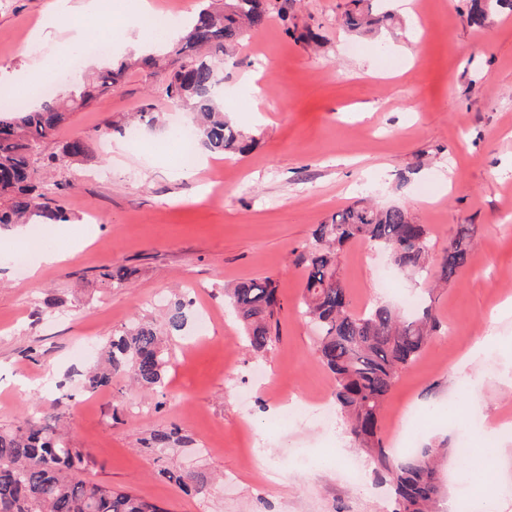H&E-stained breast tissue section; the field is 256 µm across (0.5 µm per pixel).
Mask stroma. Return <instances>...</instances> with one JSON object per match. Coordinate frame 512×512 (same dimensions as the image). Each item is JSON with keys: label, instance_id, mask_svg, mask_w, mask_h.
Segmentation results:
<instances>
[{"label": "stroma", "instance_id": "1", "mask_svg": "<svg viewBox=\"0 0 512 512\" xmlns=\"http://www.w3.org/2000/svg\"><path fill=\"white\" fill-rule=\"evenodd\" d=\"M54 2L0 0V65L24 74L65 41L62 30L29 39ZM349 4L297 0L288 21L272 20L225 63L224 109L254 140L246 156L202 149V167L189 170L174 151H158L165 129L192 115L167 100L164 75L138 69L46 144L57 152L79 136L87 150L46 173L65 184L72 222L45 243L65 250L88 229L94 240L36 271L14 261L27 240L0 244V427L68 393L64 421L90 455L85 477L165 512H392L385 488L349 478L350 468L370 465L351 445L332 377L314 354L292 254L313 225L367 197L408 206L438 256L455 225L475 227L469 265L435 290L374 247L343 251L341 277L356 310L414 297L441 322L384 405L383 443L450 446L479 422L497 439L495 499L512 512V436L503 432L512 427V10L476 25L469 0L422 8L391 0L394 25L363 35L339 23ZM123 43L115 33L111 55L84 60L58 94L93 83L123 58ZM148 104L162 120L142 127L137 142L104 136L107 124ZM227 169L243 174L242 185L218 200L205 196ZM120 266L129 277L116 288L109 275ZM264 277L277 282L284 311L279 342L258 357L240 339L224 286ZM193 296L212 310V324L193 347L185 333L172 336L159 389L117 378L85 400L96 358L73 363L75 347ZM479 341L484 349L473 352ZM307 396L335 427L277 425L274 407ZM299 448L317 464L294 468ZM181 474L197 488L180 484Z\"/></svg>", "mask_w": 512, "mask_h": 512}]
</instances>
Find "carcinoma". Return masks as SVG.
Segmentation results:
<instances>
[{"mask_svg": "<svg viewBox=\"0 0 512 512\" xmlns=\"http://www.w3.org/2000/svg\"><path fill=\"white\" fill-rule=\"evenodd\" d=\"M470 3L473 21L481 24L503 7L504 0ZM392 19L378 2L353 0L343 25L352 32L371 33ZM270 20L264 0H224V7L202 8L186 21L187 33L171 51L156 49L137 60L144 71L168 70L166 98L192 107L194 138L213 153L244 156L252 147L253 139L219 106L221 67L246 36ZM128 68L123 61L99 72L93 85L63 106L51 101L19 114L0 108V229L71 221L57 199L59 184H41L37 174L41 166L56 168L84 155L85 142L75 137L62 153L46 156L41 147L73 113L111 92ZM474 233L471 224L456 225L448 250L439 258L431 250L427 225L416 222L408 207L359 201L316 225L308 242L294 250V264L304 275V315L317 335L316 356L334 379L336 404L349 438L370 454L372 478L389 486L395 512H430L443 489L441 449L424 446L394 455L383 447L378 427L401 373L441 326L430 305L412 318L389 305L356 311L340 275L341 254L346 246L365 242L388 250L403 271L423 275L436 266L439 280L446 283L468 265ZM224 299L254 354H265L280 340L284 306L273 279L237 281L224 288ZM186 313V305L176 301L164 324L138 321L108 337L104 364L86 376L85 388L106 387L121 375L148 389L160 385L172 357L166 336L184 328ZM61 417L56 409L40 419L23 416L14 427L0 429V512H159L156 505L128 491L80 478L89 455L60 430Z\"/></svg>", "mask_w": 512, "mask_h": 512, "instance_id": "cac0c4a2", "label": "carcinoma"}]
</instances>
